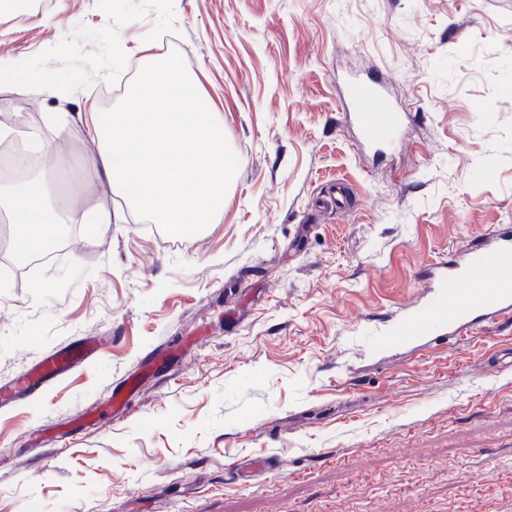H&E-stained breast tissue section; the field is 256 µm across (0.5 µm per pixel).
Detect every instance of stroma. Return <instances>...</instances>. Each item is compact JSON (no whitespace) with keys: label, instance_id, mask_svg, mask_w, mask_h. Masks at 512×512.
I'll return each instance as SVG.
<instances>
[{"label":"stroma","instance_id":"35a3bbf8","mask_svg":"<svg viewBox=\"0 0 512 512\" xmlns=\"http://www.w3.org/2000/svg\"><path fill=\"white\" fill-rule=\"evenodd\" d=\"M169 55L237 162L190 240L88 180L79 118L126 111ZM0 59L21 67L6 147L51 143L77 205L68 243L19 272L0 222V382L102 342L0 404V512H512V313L457 339L405 328L430 265L512 224V0H17ZM370 78L400 145L351 120ZM100 341L93 336L80 339L46 355L26 373V382L47 383L62 377L72 369L95 360L101 350Z\"/></svg>","mask_w":512,"mask_h":512}]
</instances>
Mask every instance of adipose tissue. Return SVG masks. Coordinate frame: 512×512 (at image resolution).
Returning a JSON list of instances; mask_svg holds the SVG:
<instances>
[{
    "instance_id": "adipose-tissue-1",
    "label": "adipose tissue",
    "mask_w": 512,
    "mask_h": 512,
    "mask_svg": "<svg viewBox=\"0 0 512 512\" xmlns=\"http://www.w3.org/2000/svg\"><path fill=\"white\" fill-rule=\"evenodd\" d=\"M133 110L90 109L86 124L97 154L87 175L154 223L190 237L212 223L224 205V187L236 164L224 144V125L202 97L179 57L150 62L131 93ZM147 103L138 111V103ZM0 217L19 225L12 240L17 259L51 251L68 210L50 198L47 177L0 192Z\"/></svg>"
}]
</instances>
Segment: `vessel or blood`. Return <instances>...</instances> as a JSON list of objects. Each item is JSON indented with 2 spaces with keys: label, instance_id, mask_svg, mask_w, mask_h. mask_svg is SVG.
<instances>
[{
  "label": "vessel or blood",
  "instance_id": "1",
  "mask_svg": "<svg viewBox=\"0 0 512 512\" xmlns=\"http://www.w3.org/2000/svg\"><path fill=\"white\" fill-rule=\"evenodd\" d=\"M357 123L365 137L374 143L393 140L404 116L396 112L378 82H357L351 87ZM512 312V225L501 224L479 243L469 246L463 259L448 266L433 303L415 310L412 324L428 330L440 328L459 333L472 315L487 317ZM100 341L84 336L46 355L29 369L26 379L47 383L72 369L95 360Z\"/></svg>",
  "mask_w": 512,
  "mask_h": 512
}]
</instances>
